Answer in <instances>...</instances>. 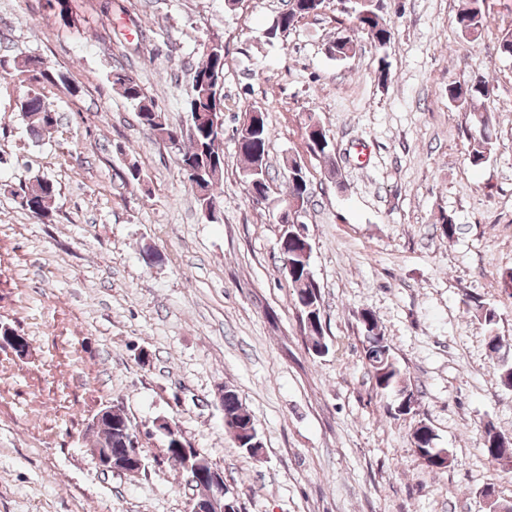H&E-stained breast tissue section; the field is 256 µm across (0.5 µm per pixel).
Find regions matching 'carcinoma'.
I'll return each instance as SVG.
<instances>
[{"label": "carcinoma", "instance_id": "1", "mask_svg": "<svg viewBox=\"0 0 512 512\" xmlns=\"http://www.w3.org/2000/svg\"><path fill=\"white\" fill-rule=\"evenodd\" d=\"M327 0H293L287 12L281 14L269 30V37H287L303 18L317 16L326 7ZM483 0H462L455 17L458 30L464 36H474L484 27L486 15L482 9ZM392 8V0H362L353 9L344 8L345 14L355 27L378 48L385 47L393 37V30L388 26L385 15ZM357 44L353 37H338L328 45L330 56L343 60L356 52ZM205 60L194 67L191 86L186 99V111L219 114L224 112V92L217 79L224 75V45L216 41L204 52ZM20 71L29 74L34 86L28 88L20 100V112L30 133L40 139L51 134L57 125L58 117L53 104L48 100L41 85L66 83L67 77L62 72H51L46 69L40 59L25 57L17 63ZM112 85L121 95L135 107L139 123L151 130L159 139H167L173 144L180 142L181 130L167 123L144 91L140 83L125 70L120 69L112 74ZM490 96L488 80L474 79L468 83L451 84L448 86V98L454 102L468 103L474 99ZM308 149L315 155H327L331 152L332 142L327 138L324 125L314 116H308ZM241 138H249L256 142L258 154L248 149L238 151L242 161L241 176L248 187L265 189L268 183V146L270 131L266 122L258 125L243 122L238 133ZM468 159L474 166L484 164L490 157L493 147V122L489 113L480 114L477 125L469 132ZM189 144L181 152V169L190 182V188L196 196L202 214L207 215L220 206L214 187L224 171V150L218 138V131L213 126L195 128L188 137ZM308 191V178L297 175L288 180V200L302 197ZM59 195L56 185L49 179L37 176L35 183L20 195V206L38 218L49 214L50 205ZM280 252L288 261V280L302 316H307L306 307H321V289L316 280L310 276V262L303 257L302 241L291 236V230L283 229L279 240ZM359 323L364 337V357L371 368L375 386L381 391H393L400 395L405 392L415 395L413 389L405 384L402 374L395 362L388 360L387 351L390 346L385 338H376L372 331L377 327L374 315L364 311L359 315ZM224 416L247 424L252 421L251 414L243 406L237 392L229 389L224 392ZM117 422L105 421L100 432L96 434L95 447L120 448L122 438H127V447H133L135 434L129 433L132 426L124 425L123 418L115 416Z\"/></svg>", "mask_w": 512, "mask_h": 512}]
</instances>
